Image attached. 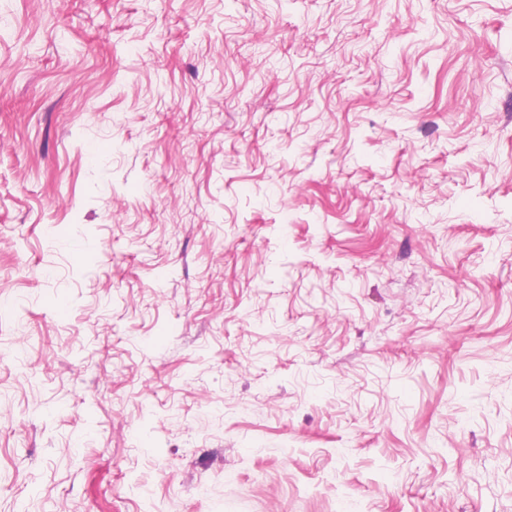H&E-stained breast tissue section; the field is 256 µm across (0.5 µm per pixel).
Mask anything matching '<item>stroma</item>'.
I'll return each instance as SVG.
<instances>
[{"label":"stroma","instance_id":"obj_1","mask_svg":"<svg viewBox=\"0 0 512 512\" xmlns=\"http://www.w3.org/2000/svg\"><path fill=\"white\" fill-rule=\"evenodd\" d=\"M0 13V512H512V0Z\"/></svg>","mask_w":512,"mask_h":512}]
</instances>
